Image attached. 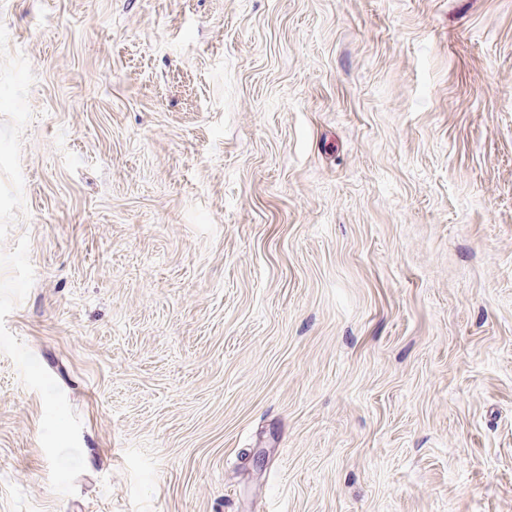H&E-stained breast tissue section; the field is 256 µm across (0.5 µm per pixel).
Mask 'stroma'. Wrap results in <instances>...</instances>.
Instances as JSON below:
<instances>
[{
    "label": "stroma",
    "mask_w": 512,
    "mask_h": 512,
    "mask_svg": "<svg viewBox=\"0 0 512 512\" xmlns=\"http://www.w3.org/2000/svg\"><path fill=\"white\" fill-rule=\"evenodd\" d=\"M0 512H512V0H0Z\"/></svg>",
    "instance_id": "obj_1"
}]
</instances>
